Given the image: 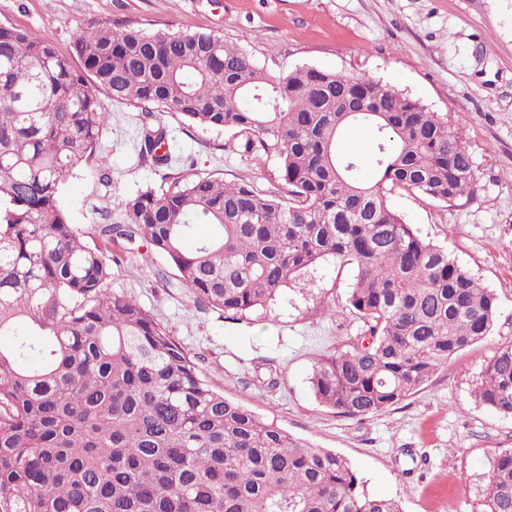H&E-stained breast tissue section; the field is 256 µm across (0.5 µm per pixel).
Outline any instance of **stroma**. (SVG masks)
I'll return each mask as SVG.
<instances>
[{
	"instance_id": "obj_1",
	"label": "stroma",
	"mask_w": 512,
	"mask_h": 512,
	"mask_svg": "<svg viewBox=\"0 0 512 512\" xmlns=\"http://www.w3.org/2000/svg\"><path fill=\"white\" fill-rule=\"evenodd\" d=\"M90 22L212 33L243 46L275 79L303 65L366 74L463 125L476 166L472 195L446 203L395 188L387 200L495 291V325L379 415L336 414L310 384L316 359L357 330L345 310L351 266L321 262L264 307L228 318L196 310L187 289L168 287L158 276L163 259L140 241L114 246L108 287L137 299L226 398L347 459L368 494L399 501L403 512H477L489 457L512 448V417L474 397L496 350L512 343V0H0V25L48 35L63 54ZM108 110L95 152L61 193L89 245L100 244V225L120 222L123 200L172 176L287 194L277 154L245 153L243 135L160 113L173 157L161 170L139 155L141 106L112 102ZM103 171L109 182L100 181ZM270 373L272 388L262 382Z\"/></svg>"
}]
</instances>
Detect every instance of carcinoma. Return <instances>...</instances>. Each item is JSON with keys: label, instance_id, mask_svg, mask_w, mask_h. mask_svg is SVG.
Masks as SVG:
<instances>
[{"label": "carcinoma", "instance_id": "carcinoma-1", "mask_svg": "<svg viewBox=\"0 0 512 512\" xmlns=\"http://www.w3.org/2000/svg\"><path fill=\"white\" fill-rule=\"evenodd\" d=\"M75 57L40 33L0 25V512H401L367 494L341 455L315 448L214 390L136 299L111 293L112 250L146 242L197 308L243 315L333 258L355 270L359 335L321 355L310 383L342 416L379 415L487 336L498 297L388 204L386 187L435 201L471 195L462 127L365 74L298 67L271 78L238 45L203 32L91 22ZM114 102L156 106L244 132L278 155L288 198L181 175L122 202L91 247L60 204ZM371 124V149L341 136ZM161 121L139 152L159 168ZM209 227L194 245L196 226ZM476 398L512 416V344ZM479 512H512V448L488 460Z\"/></svg>", "mask_w": 512, "mask_h": 512}]
</instances>
